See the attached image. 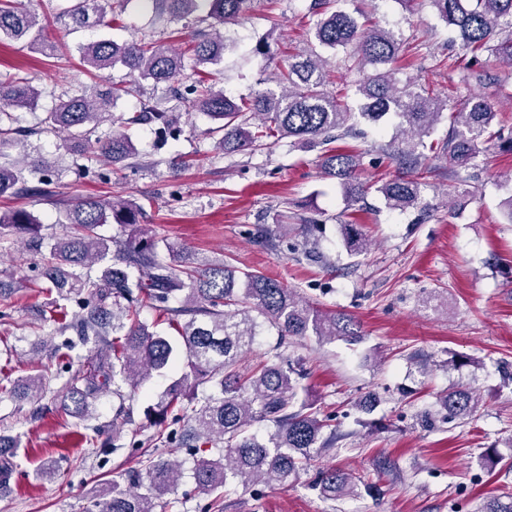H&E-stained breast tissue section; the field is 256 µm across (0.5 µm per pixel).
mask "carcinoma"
<instances>
[{
  "instance_id": "carcinoma-1",
  "label": "carcinoma",
  "mask_w": 512,
  "mask_h": 512,
  "mask_svg": "<svg viewBox=\"0 0 512 512\" xmlns=\"http://www.w3.org/2000/svg\"><path fill=\"white\" fill-rule=\"evenodd\" d=\"M155 11L210 26L195 34L191 51L198 78L188 85H175L184 68L186 52L162 41L122 42L97 39L78 48L91 85L69 96L44 118L47 128L68 132L67 148L92 152L112 165L136 158L133 129L153 125L160 134L178 130L172 115L151 100L125 117L114 115L116 101L130 88L109 86L102 72L118 65L135 80L166 86L182 99L187 111L206 114L221 134L216 148L226 154L244 152L263 139H287L293 146L320 149V168L351 207L364 198L370 186L360 181L363 153L340 149L334 143L346 136L363 134L361 125L376 123L388 115L397 119L390 141L382 151L400 165L417 171L413 177L396 176L375 187L391 209L421 206L429 171L426 151L448 155L453 166L466 172L478 166L482 145L496 139L512 151V137L493 130L496 112L479 94L468 93L460 108L449 114L448 136L436 146L423 137L438 122L447 103L424 83L400 84L397 63L406 48L400 35L376 23L358 24L342 8L346 0H310L308 13L316 17L311 45L288 56L275 73L279 91L257 89L238 99L216 86L213 68L228 49L220 28L234 24L251 12L256 0H147ZM437 16L455 28L458 40L448 56L436 66L450 68L458 54L475 62L512 65V0H426ZM62 16L72 27H89L104 21L106 8L99 0H74ZM49 16L36 9H22L17 0H0V41L27 45L51 58L59 45L44 38ZM337 56L346 89L360 99L351 108L327 91L328 59L319 50ZM39 90L23 78L0 82V121L12 119L9 110L27 109L37 103ZM119 124L112 132L90 143L89 135L104 123ZM52 166L29 165L18 160L0 163V196L39 198L46 194ZM142 207L132 199L106 201L86 196L66 212L71 234L57 239L42 254V222L25 209L0 211V230L9 229L22 248L42 255L41 279L45 290L55 294L54 311L64 314V302L73 296L86 300V312L64 325L94 342L96 361L80 368L65 383L60 406L71 416L87 417L93 402L110 390L119 400L112 417V438L120 436L128 413L123 387H135L155 373L163 374L176 361L187 360L186 371L174 381L164 399L147 408L154 423L165 422L167 412L179 407L186 413L188 429L183 441L195 455L203 447L219 448L216 458L198 460L193 479L198 491L212 497L211 508L224 512V487L237 482L245 488L286 485L318 462L324 442V421L304 403L294 411L299 380L305 372L279 348L268 352L252 369L241 367L259 329L268 325L277 331L280 343L289 337L314 336L320 342L343 340L356 344L363 339L359 323L346 313L323 312L294 288L258 271H243L224 262L198 261L184 256L168 262L159 253V241L136 229L119 242H109L97 229L103 224L132 226L140 223ZM350 254L367 250L368 242L358 225H342ZM115 249H110V246ZM112 264L92 277L79 272L91 268L107 253ZM142 272L130 281L128 269ZM150 305L167 315L179 340L155 330L139 317ZM47 395L45 375L35 373L11 386L0 384V396L40 401ZM479 403L469 388L457 386L439 397L436 405L450 419L467 417ZM260 422L272 425L265 438L252 432ZM181 463L152 456L142 468L119 480L104 481L95 489L86 512H166L164 497L177 486ZM364 480L333 467L319 470L316 487L325 499L350 497ZM147 492H140L141 488Z\"/></svg>"
}]
</instances>
